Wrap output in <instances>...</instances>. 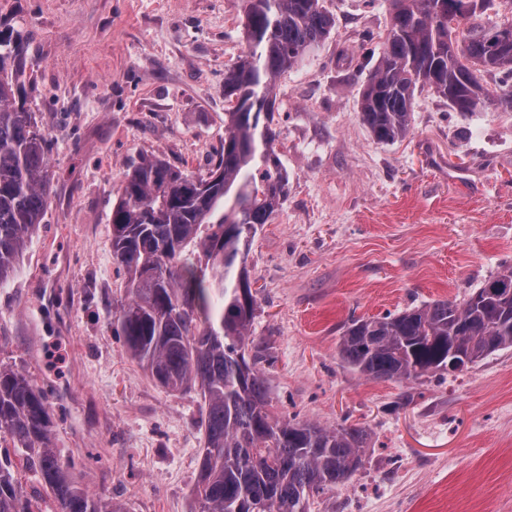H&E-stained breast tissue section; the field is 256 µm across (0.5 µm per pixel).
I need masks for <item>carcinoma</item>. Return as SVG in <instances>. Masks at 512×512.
<instances>
[{
  "mask_svg": "<svg viewBox=\"0 0 512 512\" xmlns=\"http://www.w3.org/2000/svg\"><path fill=\"white\" fill-rule=\"evenodd\" d=\"M246 3V51L224 70V144L207 175L156 156L140 157L123 175L110 224L128 300L112 332L160 386L203 397L198 512H309L314 496L359 469L368 433L273 411L262 371L273 355L250 336L259 290L246 258L288 194L272 128L276 78L323 46L336 19L324 0ZM491 7V0H390L383 49L359 102L375 140L408 134L420 88L461 115L491 102L512 110V34L476 22ZM26 63L24 44L0 36V283L50 203L46 133L16 101ZM509 347L511 266L460 304L436 300L351 319L338 355L370 379L408 382L461 373ZM52 431L46 393L0 364V512H36L18 457L41 476L57 512H125L71 478Z\"/></svg>",
  "mask_w": 512,
  "mask_h": 512,
  "instance_id": "obj_1",
  "label": "carcinoma"
}]
</instances>
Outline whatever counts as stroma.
Returning a JSON list of instances; mask_svg holds the SVG:
<instances>
[{"label":"stroma","mask_w":512,"mask_h":512,"mask_svg":"<svg viewBox=\"0 0 512 512\" xmlns=\"http://www.w3.org/2000/svg\"><path fill=\"white\" fill-rule=\"evenodd\" d=\"M243 5L0 0V30L24 41L20 94L52 174L42 222L0 284V364L47 392L75 480L125 512H193L203 401L158 386L112 334L127 299L112 202L139 156L196 174L216 160ZM325 5L334 35L276 81L288 197L247 256L276 411L369 432L362 466L311 512H512V347L456 377L403 383L355 373L337 349L350 318L460 302L512 264V111L463 117L425 89L408 135L377 142L359 99L389 0Z\"/></svg>","instance_id":"obj_1"}]
</instances>
